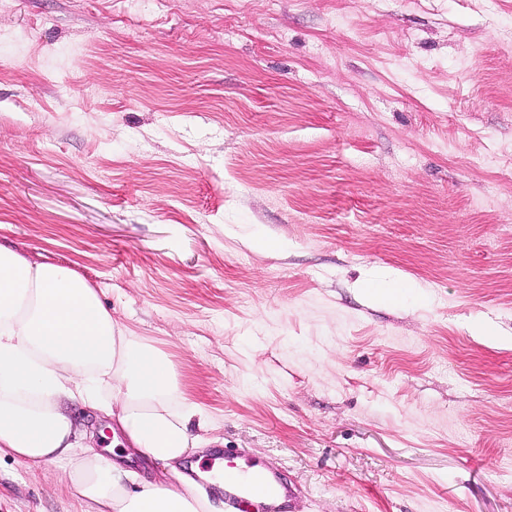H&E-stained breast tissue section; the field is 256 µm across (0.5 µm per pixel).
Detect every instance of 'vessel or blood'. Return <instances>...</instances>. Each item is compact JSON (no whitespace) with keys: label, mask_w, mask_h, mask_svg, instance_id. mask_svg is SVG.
<instances>
[{"label":"vessel or blood","mask_w":512,"mask_h":512,"mask_svg":"<svg viewBox=\"0 0 512 512\" xmlns=\"http://www.w3.org/2000/svg\"><path fill=\"white\" fill-rule=\"evenodd\" d=\"M213 460L224 466V506L226 512H285L293 503L296 488L272 465L252 463L241 467L227 461L224 452Z\"/></svg>","instance_id":"vessel-or-blood-1"}]
</instances>
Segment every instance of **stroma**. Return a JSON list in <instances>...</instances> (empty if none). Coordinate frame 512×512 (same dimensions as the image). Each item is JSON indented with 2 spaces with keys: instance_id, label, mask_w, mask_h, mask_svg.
Segmentation results:
<instances>
[{
  "instance_id": "35a3bbf8",
  "label": "stroma",
  "mask_w": 512,
  "mask_h": 512,
  "mask_svg": "<svg viewBox=\"0 0 512 512\" xmlns=\"http://www.w3.org/2000/svg\"><path fill=\"white\" fill-rule=\"evenodd\" d=\"M0 225L292 512H512V0H0Z\"/></svg>"
}]
</instances>
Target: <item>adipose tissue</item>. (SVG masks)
Listing matches in <instances>:
<instances>
[{
	"mask_svg": "<svg viewBox=\"0 0 512 512\" xmlns=\"http://www.w3.org/2000/svg\"><path fill=\"white\" fill-rule=\"evenodd\" d=\"M82 402L117 422L131 449L170 463L200 445L201 408L174 364L120 329L74 269L0 243V457L55 464L82 512H215L210 497L150 479L84 444Z\"/></svg>",
	"mask_w": 512,
	"mask_h": 512,
	"instance_id": "1",
	"label": "adipose tissue"
}]
</instances>
